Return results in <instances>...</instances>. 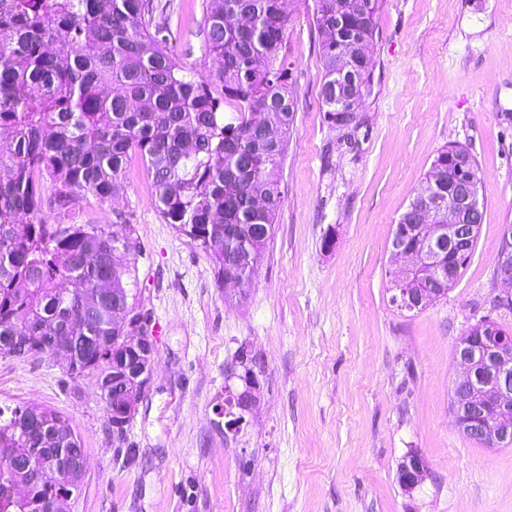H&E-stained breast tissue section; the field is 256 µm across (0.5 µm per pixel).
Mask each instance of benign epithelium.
Masks as SVG:
<instances>
[{"label": "benign epithelium", "instance_id": "benign-epithelium-1", "mask_svg": "<svg viewBox=\"0 0 512 512\" xmlns=\"http://www.w3.org/2000/svg\"><path fill=\"white\" fill-rule=\"evenodd\" d=\"M422 208L418 209L415 224L398 227L391 238L392 256L400 260L402 273L420 266L436 270L432 295L447 294L449 279L441 267L444 248H454L457 242L471 240L477 225L470 223L479 210L478 176L469 173L462 177L456 192L446 197L439 192V182L427 186ZM495 278L512 285V244L505 243L496 260ZM394 304L400 310L418 312L430 299L412 291L401 289L393 294ZM479 324L483 336H467L459 343L455 356L461 370L453 386L455 413L453 421L467 439L477 443H490L492 447L512 445V422L494 420L493 411H512V336L497 331L494 320L485 317ZM124 344L139 351L137 361L131 366H117L112 375L99 380L98 386L112 390L120 400L118 409L112 411V435L124 439L127 426L149 380L154 355L152 342L132 333L123 337ZM257 402L255 383L248 382L244 391L232 399V404L220 410L233 415L232 408L251 410ZM42 466L39 483L49 489V494L39 502L40 512H62L63 504L78 488L86 460L84 452L65 455L56 448H15L12 451L7 476L25 473ZM428 476V463L417 450L409 451L397 468V482L410 496Z\"/></svg>", "mask_w": 512, "mask_h": 512}]
</instances>
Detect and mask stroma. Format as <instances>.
Listing matches in <instances>:
<instances>
[{"instance_id": "stroma-1", "label": "stroma", "mask_w": 512, "mask_h": 512, "mask_svg": "<svg viewBox=\"0 0 512 512\" xmlns=\"http://www.w3.org/2000/svg\"><path fill=\"white\" fill-rule=\"evenodd\" d=\"M172 49L207 74L205 0H173ZM314 0H292L284 51L296 118L283 202L250 288H220L214 265L166 224L132 158L117 199L81 218L133 224L137 303L155 356L124 442L95 374L63 354L0 357V406L37 405L69 421L86 469L65 512H512V446L463 437L449 406L455 349L493 310L495 263L512 224V0H383L370 47L373 89L356 146L319 98ZM469 148L484 186L473 256L447 295L408 314L391 302L393 229L438 150ZM249 361L240 364V351ZM258 381V403L228 430L219 410ZM430 475L405 495L409 449Z\"/></svg>"}]
</instances>
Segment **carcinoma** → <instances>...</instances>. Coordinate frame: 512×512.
I'll return each mask as SVG.
<instances>
[{
  "instance_id": "carcinoma-1",
  "label": "carcinoma",
  "mask_w": 512,
  "mask_h": 512,
  "mask_svg": "<svg viewBox=\"0 0 512 512\" xmlns=\"http://www.w3.org/2000/svg\"><path fill=\"white\" fill-rule=\"evenodd\" d=\"M381 0H315L324 34V119L345 121L371 90L366 63L336 81V55L366 50ZM171 0H0V356L71 345L73 377L112 372V350L129 335L125 314L146 324L132 261L142 247L132 224H79L93 197L112 200L131 157L152 177L165 223L197 241L224 287V236L247 239L250 287L274 232L281 170L295 103L282 55V0H220L207 7L204 56L222 66L198 74L171 50ZM478 172L470 151H438L425 179L455 188L457 166ZM61 418L36 407L0 406V465L12 449L79 448ZM32 506L0 485V512Z\"/></svg>"
}]
</instances>
